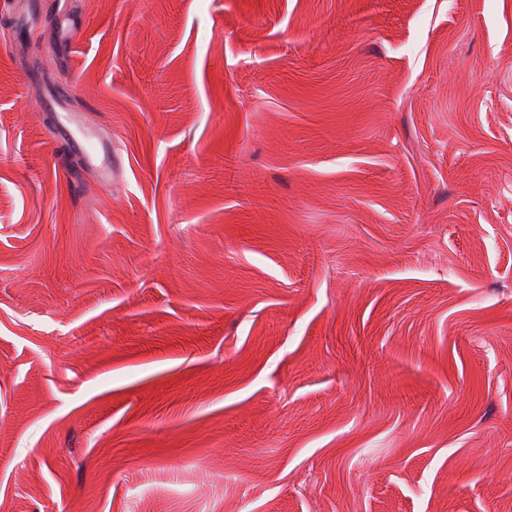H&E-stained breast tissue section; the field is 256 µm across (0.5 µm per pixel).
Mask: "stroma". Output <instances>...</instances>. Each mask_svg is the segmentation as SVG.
Returning <instances> with one entry per match:
<instances>
[{
	"label": "stroma",
	"instance_id": "1",
	"mask_svg": "<svg viewBox=\"0 0 512 512\" xmlns=\"http://www.w3.org/2000/svg\"><path fill=\"white\" fill-rule=\"evenodd\" d=\"M39 2L0 11V512H512V0ZM49 133L56 143L71 152L80 154L85 164L94 168L97 162L108 164L109 176H112V143L98 140L91 141L84 133L83 125L71 115L64 116V121L57 115V121L49 128ZM82 137V140L78 138Z\"/></svg>",
	"mask_w": 512,
	"mask_h": 512
}]
</instances>
